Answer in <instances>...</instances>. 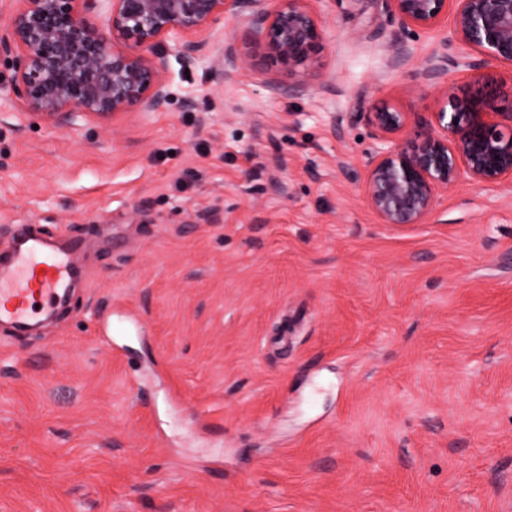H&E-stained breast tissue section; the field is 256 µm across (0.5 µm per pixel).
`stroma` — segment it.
Listing matches in <instances>:
<instances>
[{
  "mask_svg": "<svg viewBox=\"0 0 512 512\" xmlns=\"http://www.w3.org/2000/svg\"><path fill=\"white\" fill-rule=\"evenodd\" d=\"M318 9L305 67L229 9L232 78L170 60L167 111L106 124L23 114L0 62V250L81 243L67 309L0 327V512H512V183L460 178L406 228L361 193L369 111L508 112L512 65L428 80L453 17Z\"/></svg>",
  "mask_w": 512,
  "mask_h": 512,
  "instance_id": "obj_1",
  "label": "stroma"
}]
</instances>
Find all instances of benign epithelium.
<instances>
[{
	"instance_id": "benign-epithelium-1",
	"label": "benign epithelium",
	"mask_w": 512,
	"mask_h": 512,
	"mask_svg": "<svg viewBox=\"0 0 512 512\" xmlns=\"http://www.w3.org/2000/svg\"><path fill=\"white\" fill-rule=\"evenodd\" d=\"M0 24V57L11 61L10 92L46 123L60 127L78 118L107 121L119 114L162 112L171 92L167 44L185 66L206 59L214 82L224 83L242 59L235 46L203 38L230 6L245 4L242 38L264 59L294 70L323 47L321 0H11ZM403 30L431 31L448 6L452 32L424 69L428 78L448 66L478 70L480 54L512 64V0H385ZM107 4L106 29L96 23ZM436 126L405 146L408 113L389 107L367 113L379 145L362 185L383 224H420L439 192L460 176L475 182H512V112H489L472 97L448 96Z\"/></svg>"
}]
</instances>
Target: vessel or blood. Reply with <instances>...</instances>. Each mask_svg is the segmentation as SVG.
Masks as SVG:
<instances>
[{
    "mask_svg": "<svg viewBox=\"0 0 512 512\" xmlns=\"http://www.w3.org/2000/svg\"><path fill=\"white\" fill-rule=\"evenodd\" d=\"M8 268H0V323L22 325L63 298L74 278L78 242L66 248L19 230Z\"/></svg>",
    "mask_w": 512,
    "mask_h": 512,
    "instance_id": "1",
    "label": "vessel or blood"
}]
</instances>
